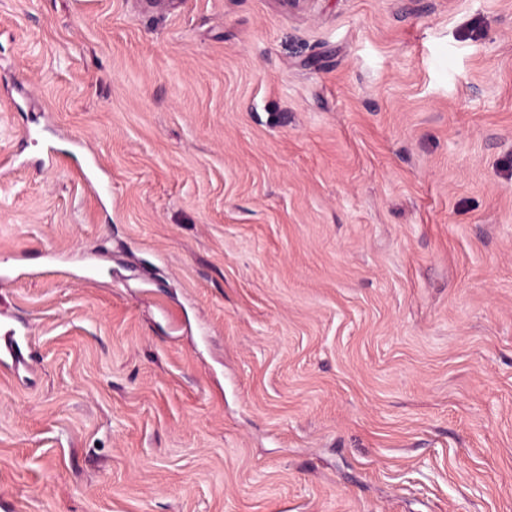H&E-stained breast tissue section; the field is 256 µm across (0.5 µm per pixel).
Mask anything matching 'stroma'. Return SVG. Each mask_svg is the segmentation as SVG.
<instances>
[{"label":"stroma","instance_id":"stroma-1","mask_svg":"<svg viewBox=\"0 0 512 512\" xmlns=\"http://www.w3.org/2000/svg\"><path fill=\"white\" fill-rule=\"evenodd\" d=\"M0 512H512V0H0ZM29 328L25 324L9 326L4 334L0 336V362L8 364V360L13 363L24 359V356L32 360L29 350Z\"/></svg>","mask_w":512,"mask_h":512}]
</instances>
